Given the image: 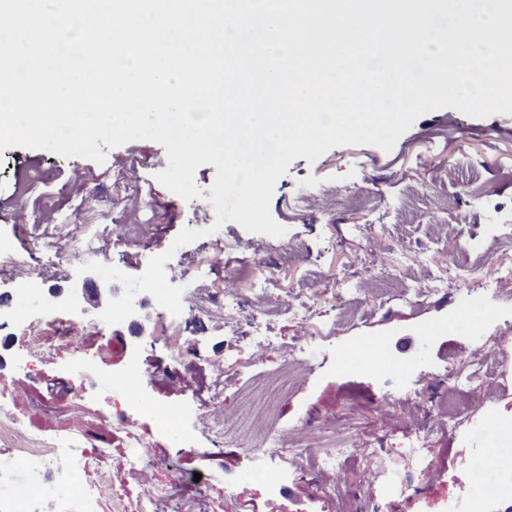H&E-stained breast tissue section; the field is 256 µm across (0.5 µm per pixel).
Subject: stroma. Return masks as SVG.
Wrapping results in <instances>:
<instances>
[{
	"mask_svg": "<svg viewBox=\"0 0 512 512\" xmlns=\"http://www.w3.org/2000/svg\"><path fill=\"white\" fill-rule=\"evenodd\" d=\"M163 147L138 140L107 150L104 162L66 158L46 150L13 147L0 152V300L25 307L10 293L11 282L37 277L39 298L52 301L56 315L41 330L53 349L49 362H17V339L0 329V401L26 415L30 396L46 392L57 407L34 428L50 436H94L111 449L84 472L112 477L111 499L167 486L169 512H371L384 485L401 480L413 462L406 441L413 429L429 438V488L412 497L391 496L382 512H473L474 496L500 482L506 490L488 498L484 512H512V438L488 436L487 414L512 417V248L492 243L490 230L512 219V114L473 118L452 108L419 116L386 152L372 145L338 146L315 161L293 160L276 183L272 217L287 238L306 242L315 263L329 276L334 294L318 297L304 284L307 263L269 247L268 235L235 222L211 232L215 212L206 200L187 201L156 175ZM308 192L303 211L294 199ZM481 196L470 207L471 192ZM203 237L174 247L183 229ZM96 247L101 263L141 274L152 256L171 252L169 267L185 273L184 287L208 303L203 315L173 318L146 293L138 294L133 316L85 338L80 353L58 339L72 317H96L120 283H101L99 297H71L82 281L57 255L56 245ZM487 253L486 274L459 281L456 270ZM267 280L275 311L260 347L252 333L229 342L223 309L212 297L232 290L252 294L255 279ZM412 302H402V295ZM473 318L460 330L461 315ZM179 337L174 349L162 334ZM381 342L394 361L379 371L355 360L359 347ZM82 356V368L73 365ZM144 367L135 383L143 401L176 407L196 421L194 440L184 445L179 428L162 427L143 415L137 434L151 439L164 466L131 474L122 453L130 441L101 408L124 407L126 393L112 384L131 359ZM457 372L462 383L448 380ZM287 380L274 428L282 452L277 463L288 477L269 490L248 476L255 451L269 428L216 446L208 427H233L243 394L272 378ZM420 381L430 396L416 412L404 388ZM399 392L394 405H381L386 391ZM456 407L447 417V403ZM339 450L329 474L318 460ZM501 460L495 474L477 470L480 456ZM474 463L469 480H449L453 459ZM217 475L219 485L196 482L195 474ZM234 486L237 496L225 495Z\"/></svg>",
	"mask_w": 512,
	"mask_h": 512,
	"instance_id": "1",
	"label": "stroma"
}]
</instances>
